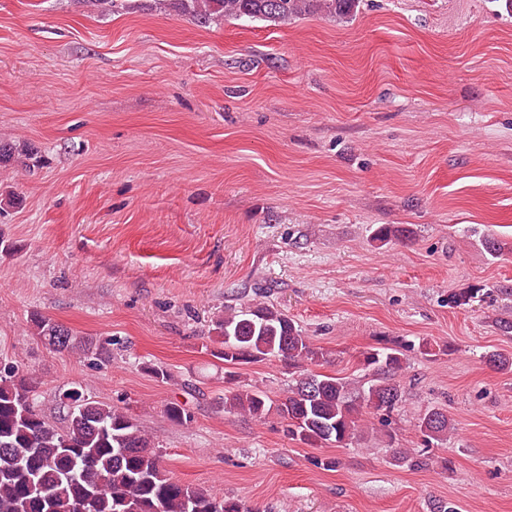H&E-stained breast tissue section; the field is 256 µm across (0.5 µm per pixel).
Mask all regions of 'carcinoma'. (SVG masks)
<instances>
[{
	"instance_id": "cac0c4a2",
	"label": "carcinoma",
	"mask_w": 512,
	"mask_h": 512,
	"mask_svg": "<svg viewBox=\"0 0 512 512\" xmlns=\"http://www.w3.org/2000/svg\"><path fill=\"white\" fill-rule=\"evenodd\" d=\"M100 14L126 8L125 0H84ZM162 8L200 26L218 20L249 19L286 24L310 13L346 23L361 0H157ZM38 166L27 142L0 138V165ZM404 224H381L374 234L383 243L409 239ZM224 362L238 365L277 358L288 365L294 383L272 399L252 386L224 393V409L260 421L276 413L290 439L312 448L347 444L368 415L389 416L402 402L394 376L406 365L414 345L384 347L364 354L372 376L357 388L341 377L309 369L324 359L288 315L262 302L215 321ZM35 335L57 353L88 351L86 343L63 324L35 320ZM64 425L50 423L37 409L35 390L13 366L0 369V512H247L231 498L182 484L162 470L159 453L127 412L94 400L73 387ZM426 443L448 440V411L433 407L418 419ZM394 461L418 470L429 466L425 449L396 448Z\"/></svg>"
}]
</instances>
